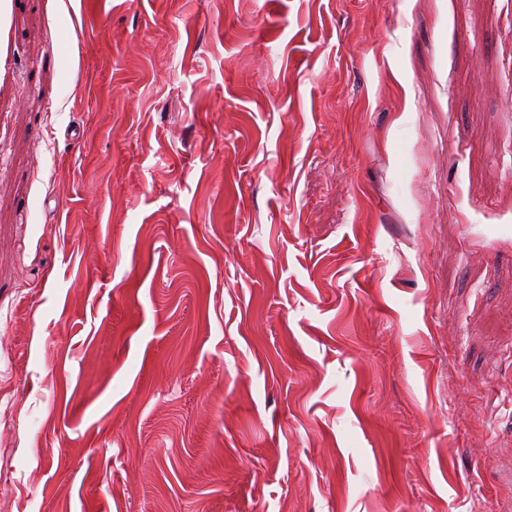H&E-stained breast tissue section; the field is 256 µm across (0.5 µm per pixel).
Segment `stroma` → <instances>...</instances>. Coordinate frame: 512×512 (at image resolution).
Segmentation results:
<instances>
[{
	"mask_svg": "<svg viewBox=\"0 0 512 512\" xmlns=\"http://www.w3.org/2000/svg\"><path fill=\"white\" fill-rule=\"evenodd\" d=\"M0 512H512V0H8Z\"/></svg>",
	"mask_w": 512,
	"mask_h": 512,
	"instance_id": "1",
	"label": "stroma"
}]
</instances>
